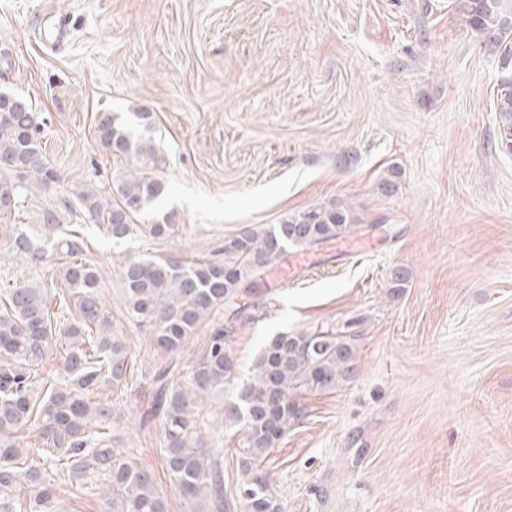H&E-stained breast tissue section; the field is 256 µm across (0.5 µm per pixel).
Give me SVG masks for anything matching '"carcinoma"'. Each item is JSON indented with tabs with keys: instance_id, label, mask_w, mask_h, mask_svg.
Returning a JSON list of instances; mask_svg holds the SVG:
<instances>
[{
	"instance_id": "obj_1",
	"label": "carcinoma",
	"mask_w": 512,
	"mask_h": 512,
	"mask_svg": "<svg viewBox=\"0 0 512 512\" xmlns=\"http://www.w3.org/2000/svg\"><path fill=\"white\" fill-rule=\"evenodd\" d=\"M472 33L495 44L497 58L498 144L512 152V0H457ZM138 129L118 114L101 112L95 140L108 156L129 168L102 190L74 187L71 196L82 215L100 224L119 244L134 235L135 220L155 208L166 193L157 174L161 159L153 144L152 115L136 112ZM44 119L32 104L0 105V196L22 199L44 195L57 182L42 154ZM38 239L20 232L15 253L39 260L46 250L65 259L60 267L67 295L59 307L76 317L57 329L46 289L15 284L0 293V512H63L60 489L95 493L93 480L112 489L109 512H170L168 498L154 474L135 454L113 447L111 429L121 415L108 401L93 398L119 389L127 372L128 351L112 334V317L101 301L98 268L80 257L82 247L59 229L55 211L43 213ZM350 229L348 210L331 202L288 215L280 224L247 225L224 248V262L185 263L156 256L124 254L119 261L126 315L146 327L149 341L178 358L195 330L213 311L230 305L255 285L256 274L288 249L303 251ZM175 233L171 216L145 226V234L164 240ZM65 342L64 372L51 384L37 379L38 364L58 340ZM349 336L321 333L269 340L253 363L251 377L225 408L227 418L245 432L240 493L246 512H284L270 479L256 463L277 447L302 419L298 398L304 391L337 387L352 372ZM178 364L153 375V396L146 416L159 422L163 466L184 512H224L221 449L205 445L201 409L224 394L235 378L237 360L224 326L215 325L187 377L173 383ZM30 427L41 445L22 448L15 434ZM30 490L23 496L20 491Z\"/></svg>"
}]
</instances>
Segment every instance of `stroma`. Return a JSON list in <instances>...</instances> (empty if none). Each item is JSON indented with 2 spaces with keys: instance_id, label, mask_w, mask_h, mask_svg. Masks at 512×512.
I'll return each instance as SVG.
<instances>
[{
  "instance_id": "35a3bbf8",
  "label": "stroma",
  "mask_w": 512,
  "mask_h": 512,
  "mask_svg": "<svg viewBox=\"0 0 512 512\" xmlns=\"http://www.w3.org/2000/svg\"><path fill=\"white\" fill-rule=\"evenodd\" d=\"M456 0H0V91L45 119L50 196L0 213V289L64 284L58 256L31 262L9 238L34 234L73 187L107 186L123 160L98 148V113L145 111L156 125L168 191L157 206L176 232L113 245L86 223L83 254L100 271L112 330L129 351L118 447L162 473L158 423L139 417L168 362L123 306L122 254L224 259L248 225L330 201L375 253L319 266L279 288L258 286L214 313L190 340L188 372L223 325L237 379L201 411L224 451L230 512L244 434L224 405L263 346L282 333L351 336L354 371L303 393L304 415L260 468L285 512H512V153L499 149L493 44ZM391 191H384V181ZM156 212V213H157ZM405 269L401 290L390 286Z\"/></svg>"
}]
</instances>
